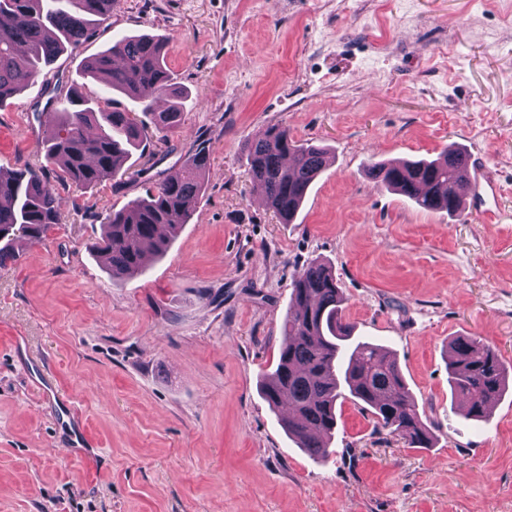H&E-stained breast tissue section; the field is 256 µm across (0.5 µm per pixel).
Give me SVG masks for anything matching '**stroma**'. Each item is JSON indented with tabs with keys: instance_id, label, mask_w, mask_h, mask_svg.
I'll return each mask as SVG.
<instances>
[{
	"instance_id": "obj_1",
	"label": "stroma",
	"mask_w": 512,
	"mask_h": 512,
	"mask_svg": "<svg viewBox=\"0 0 512 512\" xmlns=\"http://www.w3.org/2000/svg\"><path fill=\"white\" fill-rule=\"evenodd\" d=\"M116 32L165 42L181 120L158 133L112 94L143 143L121 182L81 188L45 160L44 105L98 95L83 60ZM270 124L329 153L289 224L242 149ZM451 143L498 183L495 222L422 210L365 173ZM197 147L210 164L189 223L146 275L112 279L93 251L106 216ZM40 166L60 221L0 266V512H512V388L472 424L448 386L454 337L512 361V0H118L0 101V168ZM316 259L353 341L395 354L435 447L347 400L316 463L277 422L259 379ZM64 397L96 455H71Z\"/></svg>"
}]
</instances>
